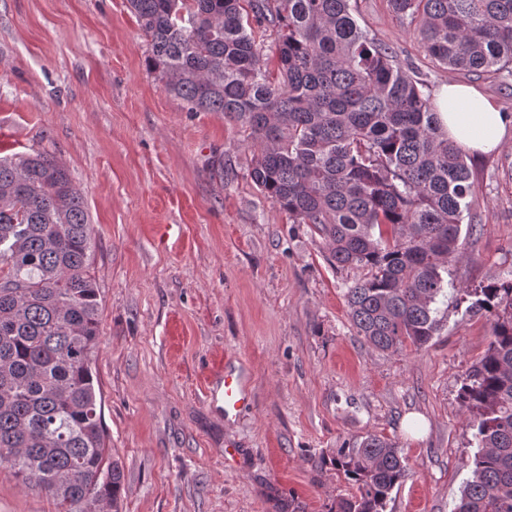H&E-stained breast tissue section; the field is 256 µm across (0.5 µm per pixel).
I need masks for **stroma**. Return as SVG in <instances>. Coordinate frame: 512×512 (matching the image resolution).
<instances>
[{
  "mask_svg": "<svg viewBox=\"0 0 512 512\" xmlns=\"http://www.w3.org/2000/svg\"><path fill=\"white\" fill-rule=\"evenodd\" d=\"M354 16L429 92L452 79L512 114V87L436 66L389 0H356ZM147 54L127 0H0V156L53 153L95 229L93 366L122 512H334L350 486L330 459L369 434L410 470L386 512H452L475 452L458 393L486 317L451 306L423 348L368 345L344 298L362 270L327 263L253 183L241 126L189 111ZM470 160L477 232L460 236V288L512 276V127ZM229 357L252 395L232 421L206 397ZM0 512L56 509L0 467Z\"/></svg>",
  "mask_w": 512,
  "mask_h": 512,
  "instance_id": "obj_1",
  "label": "stroma"
}]
</instances>
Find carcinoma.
<instances>
[{
    "instance_id": "cac0c4a2",
    "label": "carcinoma",
    "mask_w": 512,
    "mask_h": 512,
    "mask_svg": "<svg viewBox=\"0 0 512 512\" xmlns=\"http://www.w3.org/2000/svg\"><path fill=\"white\" fill-rule=\"evenodd\" d=\"M450 71L512 78V0H389ZM146 66L191 112H221L254 148L258 190L362 278L344 297L357 335L382 351L426 345L439 300L489 317L461 406L479 451L453 512H512V279L458 288L461 224L476 184L420 72L354 18L353 0H129ZM275 32L274 65L257 34ZM94 241L82 194L45 151L0 157V465L56 512H120L123 471L92 354L99 343ZM354 489L336 512H385L409 470L375 434L336 449Z\"/></svg>"
}]
</instances>
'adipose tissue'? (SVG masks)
Returning a JSON list of instances; mask_svg holds the SVG:
<instances>
[{
	"label": "adipose tissue",
	"mask_w": 512,
	"mask_h": 512,
	"mask_svg": "<svg viewBox=\"0 0 512 512\" xmlns=\"http://www.w3.org/2000/svg\"><path fill=\"white\" fill-rule=\"evenodd\" d=\"M434 105L449 140L468 152L501 148L512 115L480 95L472 86L455 81L444 83Z\"/></svg>",
	"instance_id": "obj_1"
}]
</instances>
